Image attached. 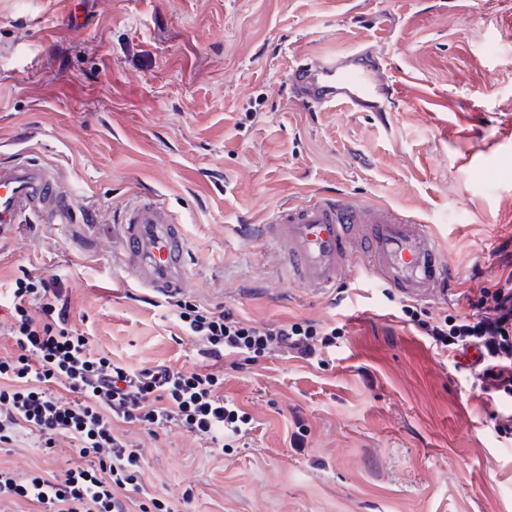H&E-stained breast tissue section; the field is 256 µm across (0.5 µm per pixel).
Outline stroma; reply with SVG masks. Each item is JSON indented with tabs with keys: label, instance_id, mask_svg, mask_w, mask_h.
Masks as SVG:
<instances>
[{
	"label": "stroma",
	"instance_id": "obj_1",
	"mask_svg": "<svg viewBox=\"0 0 512 512\" xmlns=\"http://www.w3.org/2000/svg\"><path fill=\"white\" fill-rule=\"evenodd\" d=\"M354 48L387 59L394 111L294 100L291 66ZM22 155L89 220L0 242V355L25 270L58 282L67 328L113 363L211 370L258 424L222 450L180 426L151 437L117 423L152 494L180 512H512V433L470 369L406 321L400 294L357 271L337 291L289 285L282 247L241 231L320 194L394 206L453 269L421 304L434 317L511 273L512 0H0V161ZM137 189L185 228L189 300L259 325L336 324L335 347L309 362L203 359L125 271L112 226ZM78 459L63 438L0 446L20 477Z\"/></svg>",
	"mask_w": 512,
	"mask_h": 512
}]
</instances>
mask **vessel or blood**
<instances>
[{
    "mask_svg": "<svg viewBox=\"0 0 512 512\" xmlns=\"http://www.w3.org/2000/svg\"><path fill=\"white\" fill-rule=\"evenodd\" d=\"M383 57L366 49L303 59L288 74L298 101L312 109L346 105L388 112L397 87ZM73 224L77 215L55 172L36 160L0 163V239L24 219ZM256 234L282 246L283 264L296 284L323 292L347 279L354 265L402 295L436 296L451 275L425 225L384 204L326 194L278 209ZM123 263L157 298L183 293L190 283L188 240L182 224L156 195L141 191L115 227Z\"/></svg>",
    "mask_w": 512,
    "mask_h": 512,
    "instance_id": "vessel-or-blood-1",
    "label": "vessel or blood"
}]
</instances>
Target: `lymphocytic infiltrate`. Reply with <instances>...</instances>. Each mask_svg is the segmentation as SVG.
<instances>
[{"label": "lymphocytic infiltrate", "instance_id": "obj_1", "mask_svg": "<svg viewBox=\"0 0 512 512\" xmlns=\"http://www.w3.org/2000/svg\"><path fill=\"white\" fill-rule=\"evenodd\" d=\"M40 317H33L32 304ZM185 332L202 343L214 361L237 353L257 358L275 349L312 359L318 347H331L339 327L303 319L256 326L231 312L207 309L184 296L169 301ZM469 313L438 318L425 315L415 301L400 303L438 352L457 357L476 351L482 389L498 402H512V274L480 288L468 301ZM9 339L13 356L0 357V445L19 432L33 434L46 448L66 437L83 459L63 475L22 479L0 468V512L17 502L40 503L53 512H129L126 492L143 491L141 454L114 431L121 420L147 434L178 425L210 436L216 445L252 431V418L224 399L218 375L183 372L167 366L126 369L92 350L85 334L66 330L67 300L56 282L22 274L12 290Z\"/></svg>", "mask_w": 512, "mask_h": 512}]
</instances>
